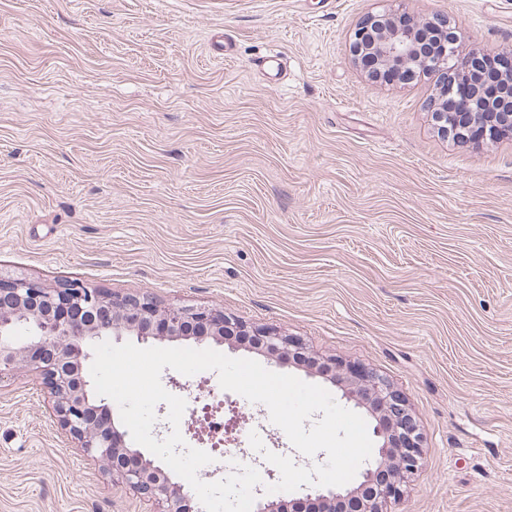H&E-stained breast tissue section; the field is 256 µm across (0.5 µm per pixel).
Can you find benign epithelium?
Returning <instances> with one entry per match:
<instances>
[{
	"label": "benign epithelium",
	"mask_w": 512,
	"mask_h": 512,
	"mask_svg": "<svg viewBox=\"0 0 512 512\" xmlns=\"http://www.w3.org/2000/svg\"><path fill=\"white\" fill-rule=\"evenodd\" d=\"M450 32V21L439 15L376 13L355 27L350 51L354 61L368 54L380 69L394 74L430 71L450 95L463 76L474 72L469 82L483 85L484 93L463 103L453 98L434 109V125L439 134L457 141L495 139L497 129L480 126L478 116L486 109L504 108L502 116L512 124V62L509 79L500 86L481 75L487 56L481 49L473 50L469 60L453 63ZM188 324L219 345L234 336H249L277 364L295 365L308 359L317 367V376L330 378L342 397L365 409L375 421L376 457L358 485L316 487L308 497L329 508L364 491L360 512H383L382 505L400 497L408 480L421 469V433L404 395L385 377L362 364L324 360L297 337L273 328L244 326L216 307L162 308L147 297L89 288L78 279L47 287L26 279L0 278V377L27 367L37 369L61 427L81 447L109 463L123 485L155 506L153 512H186L184 505L195 498V492L127 443V431L115 424L109 406L97 399L84 362L87 348L105 336H134L141 342L177 340L185 338L183 329ZM21 329L29 336L19 346L16 336Z\"/></svg>",
	"instance_id": "benign-epithelium-1"
}]
</instances>
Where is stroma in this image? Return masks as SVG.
I'll return each instance as SVG.
<instances>
[{"label":"stroma","mask_w":512,"mask_h":512,"mask_svg":"<svg viewBox=\"0 0 512 512\" xmlns=\"http://www.w3.org/2000/svg\"><path fill=\"white\" fill-rule=\"evenodd\" d=\"M385 0H0V276L205 305L377 370L424 466L384 512H512V134L440 136L431 76L370 79ZM512 51V0H409ZM227 37L230 57L210 38ZM266 450L311 467L228 391ZM0 512H150L0 378Z\"/></svg>","instance_id":"stroma-1"}]
</instances>
